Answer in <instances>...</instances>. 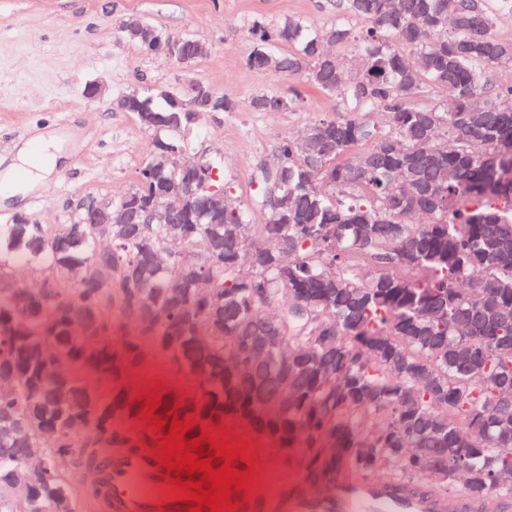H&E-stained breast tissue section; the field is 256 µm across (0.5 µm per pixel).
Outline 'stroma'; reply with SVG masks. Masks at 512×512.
Returning a JSON list of instances; mask_svg holds the SVG:
<instances>
[{
	"mask_svg": "<svg viewBox=\"0 0 512 512\" xmlns=\"http://www.w3.org/2000/svg\"><path fill=\"white\" fill-rule=\"evenodd\" d=\"M132 17L146 19L174 38L208 44L206 56L177 65L121 40L119 30ZM300 17L323 25L332 17L329 0H0V174L12 168L18 151L33 135L50 136L65 164L44 182L0 197V224L24 215L36 224H61L80 198L112 197L125 192L148 156L152 140L118 100L135 90L186 89L202 82L230 97V112H208L194 140L221 160L237 193L252 190L250 177L259 159L270 157L273 143L301 132L308 120L331 112L334 103L295 79L247 65L254 21L275 28ZM98 84V99L83 94ZM299 92L303 110L254 112L251 98L260 92ZM133 396L148 390L192 391L194 384L175 377L161 356L124 377ZM222 438L245 450L255 467L250 480L266 486L291 479L300 470L275 447L228 418Z\"/></svg>",
	"mask_w": 512,
	"mask_h": 512,
	"instance_id": "stroma-1",
	"label": "stroma"
}]
</instances>
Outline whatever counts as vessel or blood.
Returning a JSON list of instances; mask_svg holds the SVG:
<instances>
[{
	"label": "vessel or blood",
	"instance_id": "obj_1",
	"mask_svg": "<svg viewBox=\"0 0 512 512\" xmlns=\"http://www.w3.org/2000/svg\"><path fill=\"white\" fill-rule=\"evenodd\" d=\"M168 472L154 450L111 455L95 465V480L85 488L88 512H185L167 482ZM236 512H462L458 497L410 495L387 478L368 480L345 472L323 492L285 496L280 485L235 493Z\"/></svg>",
	"mask_w": 512,
	"mask_h": 512
}]
</instances>
